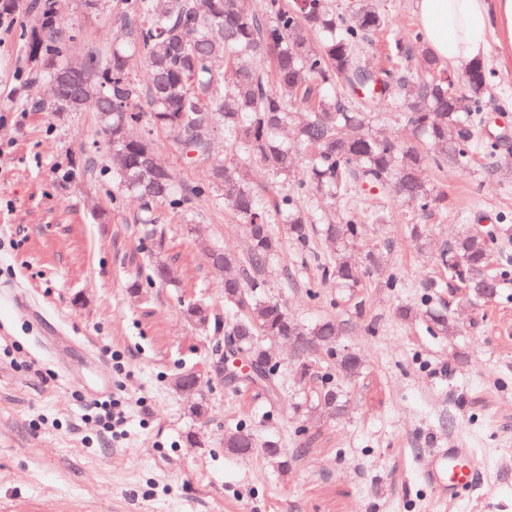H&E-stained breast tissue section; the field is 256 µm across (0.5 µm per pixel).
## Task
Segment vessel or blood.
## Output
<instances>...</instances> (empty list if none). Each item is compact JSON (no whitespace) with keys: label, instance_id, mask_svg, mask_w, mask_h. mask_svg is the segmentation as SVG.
<instances>
[{"label":"vessel or blood","instance_id":"b4317fda","mask_svg":"<svg viewBox=\"0 0 512 512\" xmlns=\"http://www.w3.org/2000/svg\"><path fill=\"white\" fill-rule=\"evenodd\" d=\"M476 456L469 448H444L428 456L422 465L424 479L436 497L453 500L471 487L478 475Z\"/></svg>","mask_w":512,"mask_h":512}]
</instances>
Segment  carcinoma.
Returning <instances> with one entry per match:
<instances>
[{
    "label": "carcinoma",
    "instance_id": "obj_1",
    "mask_svg": "<svg viewBox=\"0 0 512 512\" xmlns=\"http://www.w3.org/2000/svg\"><path fill=\"white\" fill-rule=\"evenodd\" d=\"M62 8L60 0H45L35 24L21 34L35 76L48 84L42 111L57 117L81 112L84 90L101 95L97 121L112 157V180L121 191L112 196V206L120 207L124 194L140 198L139 223L147 226L146 237L165 232L156 208L187 220L191 198L219 197L240 220L246 249L226 251L196 234L194 244L224 271V313L197 299L184 305L186 318L202 333L237 339L254 370L236 382L272 394L279 388L282 361L267 344L311 339L319 355L295 361V373L302 381H320L311 411L339 413L344 407L339 383L359 376L358 353L335 347L344 328L334 321L305 325L291 317L268 295L266 272L285 244L311 253L320 239L333 251L324 272L337 287L357 288L364 277L396 287L392 277H384L387 250L365 248L351 255L365 224L386 223L383 213L374 209L363 216L347 207L335 221L323 223L316 237L305 199L315 191L333 208L338 199L377 190L429 214L445 201L429 182V170L467 171L478 147L496 158V168L511 170L512 152L501 150V140L480 139L490 82L484 59L473 60L461 73L468 101L463 111L453 106L460 92L445 81L447 70L424 46L418 29L390 42L400 68L377 71L366 63L368 37L387 27L374 10L340 15L329 0L303 6L297 0H123L126 40L79 59L77 32L59 31ZM140 65L148 73L144 84L133 76ZM395 112L409 130L406 137L384 129ZM159 132L185 166L204 170L203 181L182 184L174 170L158 163ZM219 132L236 161L214 158ZM240 162L286 180L289 187L267 201L241 177ZM511 230L512 217L502 213L493 233L465 224L441 244L434 261L449 279L468 288L467 301L485 303L497 296L493 289L512 281L507 266L487 274L494 241ZM172 278L171 269L156 258L145 280L130 281L128 293L136 298L142 288ZM198 305L209 308L205 316H195ZM417 315L442 335L457 330L448 314L429 306L399 309L404 319ZM323 364L334 372L319 373L315 366ZM188 391L194 398L191 416H207L203 385ZM257 446L288 466L276 441L259 445L241 426L224 434V448L232 454Z\"/></svg>",
    "mask_w": 512,
    "mask_h": 512
}]
</instances>
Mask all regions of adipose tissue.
<instances>
[{"instance_id": "ef3b65f1", "label": "adipose tissue", "mask_w": 512, "mask_h": 512, "mask_svg": "<svg viewBox=\"0 0 512 512\" xmlns=\"http://www.w3.org/2000/svg\"><path fill=\"white\" fill-rule=\"evenodd\" d=\"M413 4L426 47L448 66L483 57L484 36L493 26L512 45V0H413Z\"/></svg>"}]
</instances>
